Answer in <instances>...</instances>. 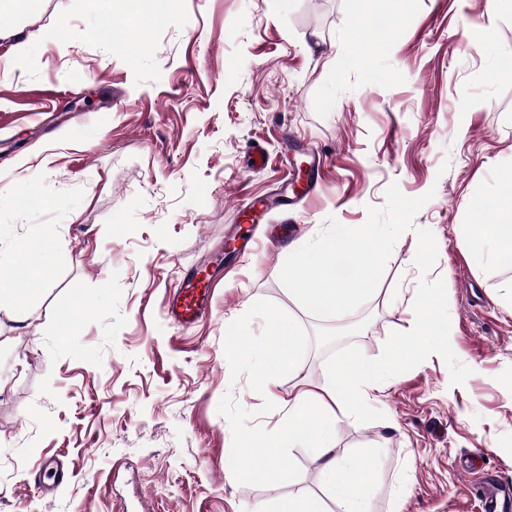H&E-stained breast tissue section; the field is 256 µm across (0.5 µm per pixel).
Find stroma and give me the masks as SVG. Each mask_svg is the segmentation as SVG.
<instances>
[{"label":"stroma","mask_w":512,"mask_h":512,"mask_svg":"<svg viewBox=\"0 0 512 512\" xmlns=\"http://www.w3.org/2000/svg\"><path fill=\"white\" fill-rule=\"evenodd\" d=\"M506 57L512 0H174L162 27L96 0L0 14V276L52 247L48 280L0 309V512H251L298 494L338 512L311 449H283L274 480L229 455L274 444L289 395L349 358L390 365L385 394L336 435L337 453L378 457L370 512H473L486 475L512 487V269L464 243L475 201L512 198ZM283 130L322 152L325 180L248 224L246 198L283 174ZM393 183L430 197L413 230L368 302L314 317L280 281L290 250L328 218L362 226ZM419 228L438 246L425 274ZM247 236L256 249L225 268L204 319H167L182 271H213ZM413 302L447 327L416 356L397 349ZM273 316L295 321L301 371L266 384L250 360ZM52 455L69 479L47 495L33 471Z\"/></svg>","instance_id":"obj_1"}]
</instances>
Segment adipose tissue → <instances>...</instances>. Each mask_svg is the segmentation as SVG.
<instances>
[{
  "mask_svg": "<svg viewBox=\"0 0 512 512\" xmlns=\"http://www.w3.org/2000/svg\"><path fill=\"white\" fill-rule=\"evenodd\" d=\"M487 208L490 219L467 241L470 254L479 264L490 261L511 267L512 205L504 209L491 202ZM15 266L22 281L0 289V306L25 305L46 279L50 263L44 252L29 251L16 256ZM295 334L293 322L283 319L274 322V340L258 349L254 365L255 373L262 380H269L287 368L297 369ZM386 389L382 365L350 359L333 368L332 381L327 387L316 391L302 389L288 400L280 429L282 443L313 450L339 512H367L363 487L372 463L336 454L338 425L351 406V394L364 396L371 391L381 394Z\"/></svg>",
  "mask_w": 512,
  "mask_h": 512,
  "instance_id": "adipose-tissue-1",
  "label": "adipose tissue"
}]
</instances>
